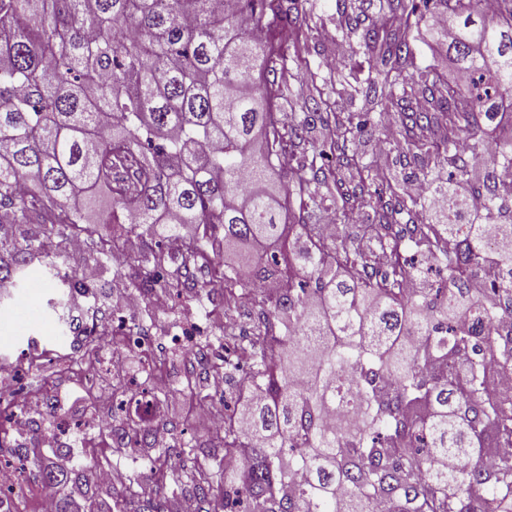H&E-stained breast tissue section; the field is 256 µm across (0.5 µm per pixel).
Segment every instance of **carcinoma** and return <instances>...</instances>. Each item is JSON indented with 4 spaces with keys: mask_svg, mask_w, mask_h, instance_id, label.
<instances>
[{
    "mask_svg": "<svg viewBox=\"0 0 512 512\" xmlns=\"http://www.w3.org/2000/svg\"><path fill=\"white\" fill-rule=\"evenodd\" d=\"M498 2L379 0L383 23L365 27L336 0L342 63L305 70L306 113L285 126L288 62H303L317 0H0V210L12 223L91 241L104 187L106 223L188 243L177 263L161 248L136 259L154 271L129 275L141 294L161 278L204 293L199 262L232 243L270 254L262 281L288 283L263 298L250 381L224 407V457L189 474L195 492L220 491L214 512H512V402L487 393L512 370V247H497L512 242V135H500L512 128V0ZM438 16L448 27H432ZM423 28L460 83L420 61ZM342 99L362 106L340 117ZM390 112L393 149L448 168L446 182L416 195L345 154ZM291 159L295 191L275 188ZM478 159L485 179L457 198ZM433 196L440 224L422 221ZM367 208L379 255L303 221L329 212L340 230ZM43 247L33 236L14 248L0 278ZM487 265L495 283L474 287ZM51 269L95 296L78 270ZM238 270L224 265L229 297L254 288ZM239 340L227 312L216 342ZM23 459L42 482L71 480L35 448Z\"/></svg>",
    "mask_w": 512,
    "mask_h": 512,
    "instance_id": "obj_1",
    "label": "carcinoma"
}]
</instances>
